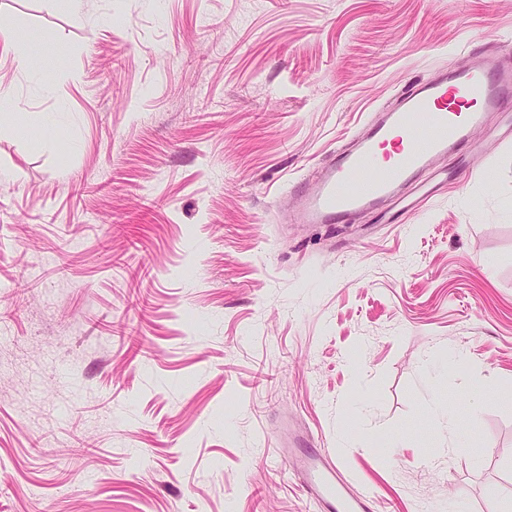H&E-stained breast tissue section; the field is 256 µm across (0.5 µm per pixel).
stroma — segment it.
Listing matches in <instances>:
<instances>
[{
  "label": "stroma",
  "mask_w": 512,
  "mask_h": 512,
  "mask_svg": "<svg viewBox=\"0 0 512 512\" xmlns=\"http://www.w3.org/2000/svg\"><path fill=\"white\" fill-rule=\"evenodd\" d=\"M0 13V512H320L305 446L372 512L512 502V103L399 223L279 220L408 83L512 49V0Z\"/></svg>",
  "instance_id": "stroma-1"
}]
</instances>
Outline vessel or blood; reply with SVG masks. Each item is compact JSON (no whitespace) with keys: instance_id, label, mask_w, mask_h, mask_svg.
<instances>
[{"instance_id":"1","label":"vessel or blood","mask_w":512,"mask_h":512,"mask_svg":"<svg viewBox=\"0 0 512 512\" xmlns=\"http://www.w3.org/2000/svg\"><path fill=\"white\" fill-rule=\"evenodd\" d=\"M512 98V68L493 60H464L440 76L405 86L373 112L364 133L333 151L298 194L293 224H342L358 213L386 215L405 202L439 156L458 158L486 113ZM305 492L322 512H371L367 498L349 493L335 463L322 452L292 462Z\"/></svg>"}]
</instances>
